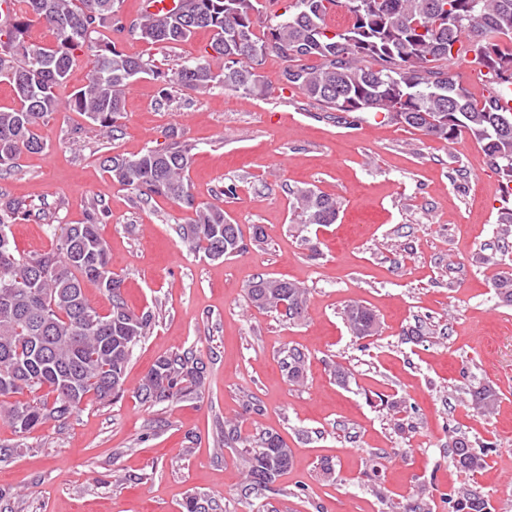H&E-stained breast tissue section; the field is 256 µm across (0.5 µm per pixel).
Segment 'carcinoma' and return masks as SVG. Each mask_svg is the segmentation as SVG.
Segmentation results:
<instances>
[{
	"mask_svg": "<svg viewBox=\"0 0 512 512\" xmlns=\"http://www.w3.org/2000/svg\"><path fill=\"white\" fill-rule=\"evenodd\" d=\"M0 77L13 88L18 106L0 110V172L15 167L24 151L44 147L39 127L57 111L58 90L67 82L76 52L94 53L88 82L68 100L108 132L123 110L125 91L140 74L166 76L140 57L126 54L120 38L136 36L151 44L176 45L199 29L211 33L196 61L173 80L190 92L221 87L244 97L264 92L259 72L275 53L283 62L281 83L354 123L364 115L454 142L466 136L479 144L502 179L504 217L512 223V0H291L273 22L263 0H175L153 10L145 0L128 21L120 0H0ZM346 11L351 25L330 30L328 13ZM52 29L51 46L30 48V18ZM106 28L115 37H99ZM224 60L216 71L211 60ZM464 61L479 69L480 94L458 85L450 65ZM192 148L180 141L147 149L134 157L103 160L112 179L147 198L162 197L192 211L179 225L181 244L210 260H225L247 244L240 225L214 202L199 203L188 174ZM339 203L311 187L292 192L290 210L305 228L336 223ZM30 212L19 202L0 205V417L20 436L48 421L63 422L88 401L110 404L125 393L126 371L152 315L132 311L123 279L112 273L100 226L104 211L92 209L81 224H49L55 247L39 256L19 253L10 226ZM91 282L111 307L99 313L89 302ZM250 304L288 321L304 318L306 290L298 282L259 277L247 286ZM353 336L379 334L376 315L360 303L343 311ZM308 357L290 348L282 364L291 382H304ZM203 367L190 352L158 358L141 378L136 395L161 403L196 394ZM480 413L496 406L494 391H472ZM494 451L455 441L457 466L476 470ZM292 451L276 432L265 431L246 450L243 470L252 490H264L292 466ZM451 512H490L487 500L468 491L448 494ZM182 512H215L212 502L190 496Z\"/></svg>",
	"mask_w": 512,
	"mask_h": 512,
	"instance_id": "cac0c4a2",
	"label": "carcinoma"
}]
</instances>
